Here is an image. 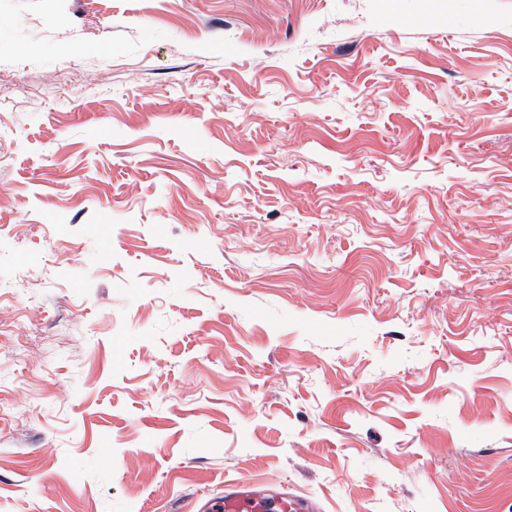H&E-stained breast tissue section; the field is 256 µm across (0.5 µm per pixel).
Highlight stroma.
<instances>
[{"instance_id": "stroma-1", "label": "stroma", "mask_w": 512, "mask_h": 512, "mask_svg": "<svg viewBox=\"0 0 512 512\" xmlns=\"http://www.w3.org/2000/svg\"><path fill=\"white\" fill-rule=\"evenodd\" d=\"M0 512H512V0H0ZM265 502L251 493L235 490L209 504L212 512H264Z\"/></svg>"}]
</instances>
